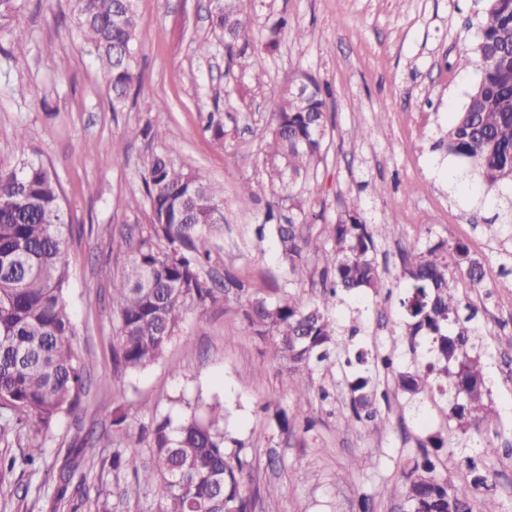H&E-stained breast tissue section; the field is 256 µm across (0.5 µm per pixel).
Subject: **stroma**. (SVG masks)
Listing matches in <instances>:
<instances>
[{
    "mask_svg": "<svg viewBox=\"0 0 512 512\" xmlns=\"http://www.w3.org/2000/svg\"><path fill=\"white\" fill-rule=\"evenodd\" d=\"M474 0H244L256 40L273 18L288 14L306 31L299 43L283 41L263 56L227 57L209 21L210 0H136L140 27L136 70L141 82L124 106L112 105L107 81L70 12L69 0H24L13 27L28 36L24 53L0 31V164L44 163L56 175L69 224L70 277L65 299L73 315L75 349L88 374L86 394L75 413L63 415L40 435L44 454L36 466L21 464V441L0 453L18 457L0 483V512H155L158 484L124 495L112 475V451L82 442L110 427L106 409L122 408L133 431L167 416L179 420L199 405L224 406L225 446L246 463L244 489L253 512H406L404 499L379 496L381 485H401L402 469L430 438H447L450 422L435 382L416 400L397 392L398 372L426 374L433 360L427 337L408 341L401 300V255L441 238L466 242L487 273L483 287L456 284L491 329L486 341L490 398L500 419L457 447L437 452L436 475L457 479L459 453H497L478 500L512 512V256L469 223L467 199L448 190L459 160L433 150L440 128L462 109L480 72L460 67L475 28ZM211 53L201 56L199 44ZM308 72L327 83L326 150L311 179V195L333 220L343 203L359 198L362 217L379 236L376 259L384 280L378 292L340 294L330 312L352 332L341 340L339 364L317 366L306 392L247 329L237 302H222L187 315L160 359L136 372H115L112 345L117 317L112 278L128 251L123 237L139 236L150 222L144 196L145 164L171 152L187 169H200L224 196V221L210 225L211 279L225 274L247 281L269 300L293 296L302 305L321 302V224H306L307 266L281 263L272 234L257 236L264 213L265 133L274 105L290 80ZM165 111H156L157 102ZM231 112L234 129L224 143L205 130L208 112ZM148 124L165 131L148 140ZM363 126L371 139H356ZM119 143L124 164L108 148ZM251 182L250 208L237 205ZM391 368H383V356ZM370 372L377 387L381 431L351 419L350 384ZM83 447L78 470L84 481L74 498L55 502L54 489L68 451ZM276 496H266L267 486Z\"/></svg>",
    "mask_w": 512,
    "mask_h": 512,
    "instance_id": "35a3bbf8",
    "label": "stroma"
}]
</instances>
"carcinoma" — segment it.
<instances>
[{
	"label": "carcinoma",
	"instance_id": "1",
	"mask_svg": "<svg viewBox=\"0 0 512 512\" xmlns=\"http://www.w3.org/2000/svg\"><path fill=\"white\" fill-rule=\"evenodd\" d=\"M23 0H0V29L21 9ZM79 31L96 52V61L108 79L112 107L124 105L138 81L134 45L139 17L127 0H71ZM211 23L222 32L224 48L249 46L252 25L243 4L214 0ZM295 42L306 33L286 16L267 29L264 48H277L282 36ZM480 80L433 146L464 162L454 176L455 188L469 189L479 180L481 190L467 197L479 211L497 207L483 226L488 238L504 245L503 228L512 224V199L501 209L496 193L512 185V0H483L473 47ZM305 94L279 97L266 131L265 173L271 187L259 231L270 229L281 262L291 271L307 265L310 243L299 227L323 219L307 196L314 163L325 147L328 86L308 74L292 83ZM225 119L210 112L205 129L218 142L229 129ZM151 224L132 246L122 273L112 278V300L117 306L119 334L113 359L120 372L139 371L158 360L167 342L191 311H204L220 300L241 303L249 332L264 340L271 359L283 365L289 377L308 388L312 367L331 362L339 324L328 312V301L340 291H378L382 276L375 261L374 233L361 216V201H350L324 225L330 248L320 261L324 300L305 307L290 298L267 300L235 277L230 295L214 288L204 276L210 260L207 234L212 212L224 207V197L201 170L177 165L171 153L148 160L143 178ZM68 224L60 204L59 185L41 162L0 165V439H17L34 427L46 429L75 409L84 389V365L74 351L75 325L64 299L69 280ZM461 272L473 288L481 287L483 266L470 257L460 240L440 238L425 248L404 252L401 275L408 281L401 304L405 308V335L410 344L420 334L431 337L435 362L428 373L441 380L449 418L462 434L489 426L498 419L490 400V375L481 336L489 329L478 323V310L452 286ZM426 378L417 373L395 376L397 390L415 396ZM350 407L358 420L378 417L373 376L360 375L351 384ZM112 438L128 436L126 414L111 411ZM152 457L144 462L117 449L112 473L132 472L136 485L158 483L162 497L156 512H250L243 491L246 463L224 448V406L209 404L191 411L177 424L164 418L150 431ZM464 460L466 474L456 480L436 476V463L427 454L404 472L403 493L409 512H473L476 490L486 485L485 458ZM43 444L28 439L23 461L33 467L43 455ZM68 467L54 491L61 502L74 495Z\"/></svg>",
	"mask_w": 512,
	"mask_h": 512
}]
</instances>
